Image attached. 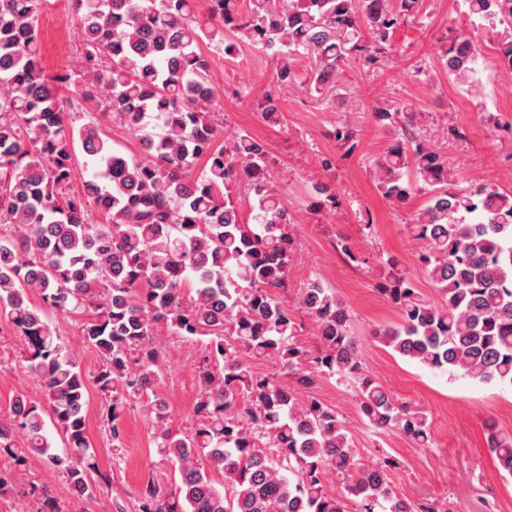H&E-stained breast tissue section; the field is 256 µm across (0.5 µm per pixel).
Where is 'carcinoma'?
I'll use <instances>...</instances> for the list:
<instances>
[{
	"label": "carcinoma",
	"mask_w": 512,
	"mask_h": 512,
	"mask_svg": "<svg viewBox=\"0 0 512 512\" xmlns=\"http://www.w3.org/2000/svg\"><path fill=\"white\" fill-rule=\"evenodd\" d=\"M43 2L0 0V318L25 341V368L41 385L64 450L46 436L43 410L19 394L0 421V455L17 463L27 452L42 456L75 501L92 498L106 476L87 433V381L107 408L118 456L125 406L166 376L159 336H207L196 427L178 433L161 402L147 404L158 423L156 452L178 481L171 490L147 483L139 512H436L426 504L416 511L394 492L393 459L362 464L345 421L311 396L327 376L352 381L369 427L430 443L425 414L365 374L347 311L321 281L305 284L295 312L278 299L294 219L270 187L261 142L239 133L214 147L215 91L203 50H271L279 85L296 81L294 63L305 57L303 85L321 97L352 55L374 60L417 0H399L398 11L391 0H248L244 11L239 0H207L202 15L193 0H67L79 21L80 62L65 75L42 65ZM465 5L485 26L508 30L499 62L511 70L512 0ZM476 59L474 36L460 32L444 67L469 80ZM82 99L132 130L143 158L112 149L90 115L76 125L71 109ZM406 124L377 162L378 190L398 204L427 191L413 232L441 300L423 298L386 260L381 287L400 322L375 338L430 369L512 385V196L452 187L448 160L420 141L411 117ZM336 140L349 150L359 142L349 126ZM76 141L91 171L77 194ZM201 159L205 171L193 178ZM241 181L254 193L252 224L235 201ZM94 211L105 221L92 222ZM48 308L83 317L82 342L100 359L92 378L49 325ZM298 311L316 323L314 351L298 339ZM256 358L275 359L290 381L256 374ZM488 429L498 469L512 476V439Z\"/></svg>",
	"instance_id": "1"
}]
</instances>
